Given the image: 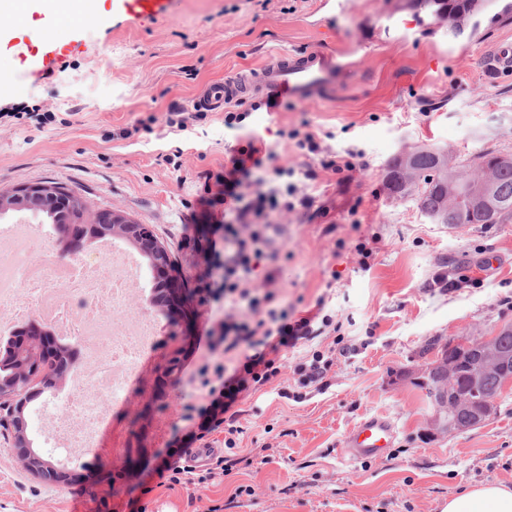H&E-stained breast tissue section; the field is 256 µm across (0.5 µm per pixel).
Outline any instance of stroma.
I'll list each match as a JSON object with an SVG mask.
<instances>
[{
	"label": "stroma",
	"instance_id": "stroma-1",
	"mask_svg": "<svg viewBox=\"0 0 512 512\" xmlns=\"http://www.w3.org/2000/svg\"><path fill=\"white\" fill-rule=\"evenodd\" d=\"M34 20L65 48L51 74L30 34H0V112H51L37 129L0 123V191L51 179L83 194L91 210L114 209L147 225L186 285L188 315L151 308L153 346L132 388L112 403L95 452L46 439L35 410V448L64 461L68 483L41 480L13 446L0 411V512H442L463 488L512 489V386L480 424L441 428L422 387L447 344L497 335L512 326V220L458 231L432 223L412 200L392 197L389 161L406 148L444 147L466 163L483 151L512 154V77L489 81L480 58L512 42V18L482 21L456 37L414 0H176L172 12L130 21L119 0H100L79 30L45 12ZM334 49L354 73L325 98L278 111L255 108L242 128L208 113L172 131L170 105L193 111L209 84L270 56ZM155 116L152 134L124 136ZM314 134L318 152L299 148ZM260 137L292 169L302 203L267 230L276 285L298 309L326 299L339 330L315 348L337 347L327 387L280 382L238 404L243 433L229 477L189 489L151 478L174 440L193 392L183 377L206 308L196 291L206 262L197 244L214 219L198 202L201 171L223 170L234 147ZM180 170L156 165L172 145ZM349 163L348 174L323 161ZM446 283H438V276ZM287 396H280V387ZM397 430L394 448L353 461L344 440L363 415ZM253 494L234 496L236 486Z\"/></svg>",
	"mask_w": 512,
	"mask_h": 512
}]
</instances>
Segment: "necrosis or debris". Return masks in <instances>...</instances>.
Masks as SVG:
<instances>
[{"mask_svg":"<svg viewBox=\"0 0 512 512\" xmlns=\"http://www.w3.org/2000/svg\"><path fill=\"white\" fill-rule=\"evenodd\" d=\"M33 245L27 220L0 226V334H14L20 321L35 315L61 335L84 341L82 357L96 372L94 386L77 380L56 433L90 449L109 415L105 398H118L154 342L153 317L128 308L146 273L138 256L114 241L101 242L96 256L51 261L36 271Z\"/></svg>","mask_w":512,"mask_h":512,"instance_id":"4bbe7bcc","label":"necrosis or debris"}]
</instances>
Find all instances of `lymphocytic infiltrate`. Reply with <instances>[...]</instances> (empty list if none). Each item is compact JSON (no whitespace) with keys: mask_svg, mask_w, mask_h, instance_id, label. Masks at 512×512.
<instances>
[{"mask_svg":"<svg viewBox=\"0 0 512 512\" xmlns=\"http://www.w3.org/2000/svg\"><path fill=\"white\" fill-rule=\"evenodd\" d=\"M266 147L259 137L248 138L232 154L223 171H202L201 204L223 207L224 221L217 237L207 239L203 252L211 263L200 277L198 292L207 305V323L198 344L201 358L188 381L194 387L185 420L196 421L185 444L167 449L156 468L162 485L189 487L217 476H230L235 465L227 455L217 457L205 473H198L191 443L223 430L224 446L235 449L242 433L234 407L241 394L278 380L284 351L298 341H312L332 326L331 315L315 319L285 302L267 285H254L259 263L266 258L265 230L272 216L291 209L297 188L288 183V168L276 167L270 178L254 184L252 176L263 165Z\"/></svg>","mask_w":512,"mask_h":512,"instance_id":"lymphocytic-infiltrate-1","label":"lymphocytic infiltrate"}]
</instances>
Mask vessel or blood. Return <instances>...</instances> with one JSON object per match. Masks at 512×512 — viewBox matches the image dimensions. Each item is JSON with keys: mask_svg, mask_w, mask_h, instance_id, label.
<instances>
[{"mask_svg": "<svg viewBox=\"0 0 512 512\" xmlns=\"http://www.w3.org/2000/svg\"><path fill=\"white\" fill-rule=\"evenodd\" d=\"M175 0H121L125 13L134 20L166 15ZM351 67L338 66L333 52L315 48L305 52H282L270 57L257 69L239 71L224 81L208 86L198 99L200 108L216 111L225 104L246 98L307 102L322 98L338 82L351 74ZM483 73L493 80L512 75V47L499 45L484 57ZM394 423L381 415L361 419L345 439L351 459L374 458L394 444Z\"/></svg>", "mask_w": 512, "mask_h": 512, "instance_id": "b4317fda", "label": "vessel or blood"}]
</instances>
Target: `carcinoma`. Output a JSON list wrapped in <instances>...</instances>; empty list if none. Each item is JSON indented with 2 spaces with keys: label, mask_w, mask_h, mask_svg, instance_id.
<instances>
[{
  "label": "carcinoma",
  "mask_w": 512,
  "mask_h": 512,
  "mask_svg": "<svg viewBox=\"0 0 512 512\" xmlns=\"http://www.w3.org/2000/svg\"><path fill=\"white\" fill-rule=\"evenodd\" d=\"M491 0H448V31L459 35L468 26H476ZM390 192L398 198H410L424 214L437 215L447 224H502L512 219V154L486 151L469 164L456 162L448 155L443 167L440 149L421 147L411 159L393 158L388 165ZM18 209L36 212L41 223L58 225L71 231L86 223L88 206L79 195L64 209L53 206L48 198L28 199ZM444 362L456 374V392L470 399L490 397L499 388L498 374L491 371L479 382L472 378L474 350L458 344L444 349Z\"/></svg>",
  "instance_id": "cac0c4a2"
}]
</instances>
